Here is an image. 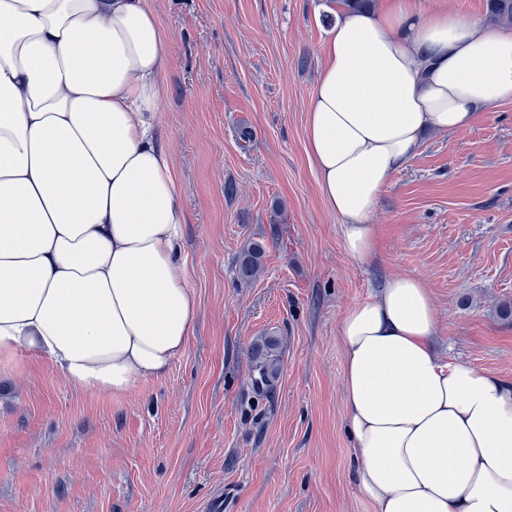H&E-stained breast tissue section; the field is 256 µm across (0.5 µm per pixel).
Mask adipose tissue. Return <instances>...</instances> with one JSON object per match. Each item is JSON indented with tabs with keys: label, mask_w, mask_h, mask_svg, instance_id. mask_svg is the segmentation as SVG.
<instances>
[{
	"label": "adipose tissue",
	"mask_w": 512,
	"mask_h": 512,
	"mask_svg": "<svg viewBox=\"0 0 512 512\" xmlns=\"http://www.w3.org/2000/svg\"><path fill=\"white\" fill-rule=\"evenodd\" d=\"M321 52L306 152L367 265L374 207L424 135L512 102V27L389 0L335 13ZM166 62L145 0H0V353L89 392L164 375L198 312L158 134ZM436 333L411 275L344 314L356 487L373 512H512V380L442 362Z\"/></svg>",
	"instance_id": "1"
}]
</instances>
